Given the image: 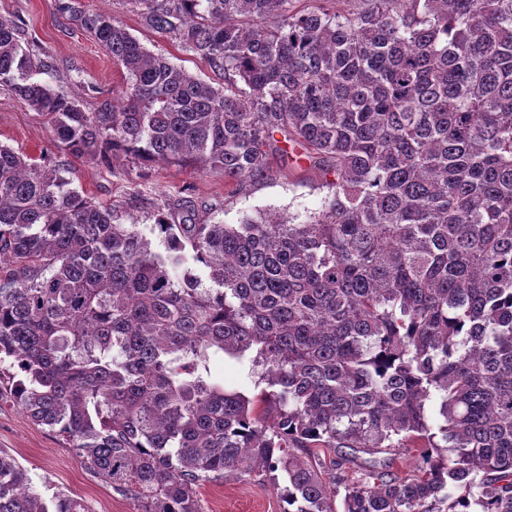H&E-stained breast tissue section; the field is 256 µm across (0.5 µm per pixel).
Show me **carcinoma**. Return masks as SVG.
Returning <instances> with one entry per match:
<instances>
[{"instance_id": "1", "label": "carcinoma", "mask_w": 512, "mask_h": 512, "mask_svg": "<svg viewBox=\"0 0 512 512\" xmlns=\"http://www.w3.org/2000/svg\"><path fill=\"white\" fill-rule=\"evenodd\" d=\"M130 2L224 82L81 14L127 78L88 110L0 17V87L52 132L38 162L0 145V401L135 512H201L202 483L245 475L272 477L282 512L340 493L342 512H512V0ZM299 149L334 176L319 215L159 206V249L67 178L122 155L229 186ZM219 352L250 356L259 393L212 383ZM400 448L410 475L378 458ZM0 512L88 510L0 452Z\"/></svg>"}]
</instances>
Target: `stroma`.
<instances>
[{
	"mask_svg": "<svg viewBox=\"0 0 512 512\" xmlns=\"http://www.w3.org/2000/svg\"><path fill=\"white\" fill-rule=\"evenodd\" d=\"M73 6L89 14L108 13L152 52L206 81L219 82V75L178 43L146 29L128 0H0V17L23 19L35 50L47 61L49 68L41 75L45 83L74 95L81 94L85 82L101 89V98L86 99L87 107L94 109L101 100L121 97L125 72L73 20L69 12ZM51 142L52 133L42 117L24 101L0 90V143L36 159ZM71 165L76 188L111 205L121 223L137 225L144 233L154 222L155 206L180 198L192 202L196 222L236 224L247 216L270 214L286 222L303 221L320 213L332 196L324 178L305 160L285 167L279 159H272V177L248 180L234 189L225 187L220 174L161 161L144 170L122 159L108 166L76 158ZM248 366V360L217 354L210 359V378L225 390L252 396L257 392L256 378ZM0 451L27 469L33 489L42 495L59 490L84 500L91 512H135L132 500L80 466L62 435L33 424L9 402H0ZM198 498L202 512H281L282 508L270 482L254 477L204 484Z\"/></svg>",
	"mask_w": 512,
	"mask_h": 512,
	"instance_id": "stroma-1",
	"label": "stroma"
}]
</instances>
